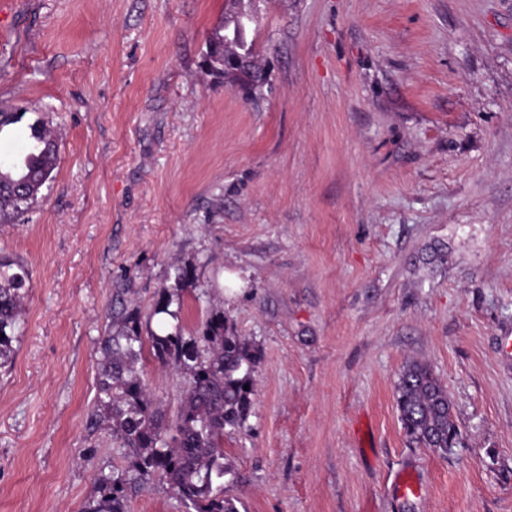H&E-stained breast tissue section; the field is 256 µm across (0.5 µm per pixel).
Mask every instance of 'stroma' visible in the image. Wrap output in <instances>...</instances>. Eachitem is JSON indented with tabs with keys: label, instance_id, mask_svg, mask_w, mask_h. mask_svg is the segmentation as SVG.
Wrapping results in <instances>:
<instances>
[{
	"label": "stroma",
	"instance_id": "35a3bbf8",
	"mask_svg": "<svg viewBox=\"0 0 512 512\" xmlns=\"http://www.w3.org/2000/svg\"><path fill=\"white\" fill-rule=\"evenodd\" d=\"M228 0H0V129L59 164L0 253L31 274L0 370V512H84L119 465L87 420L112 305L223 311L258 350L224 436L246 512H512V0H266L256 103L206 75ZM412 360L462 445L408 442ZM174 417L182 376L137 364ZM425 488L402 498L397 479Z\"/></svg>",
	"mask_w": 512,
	"mask_h": 512
}]
</instances>
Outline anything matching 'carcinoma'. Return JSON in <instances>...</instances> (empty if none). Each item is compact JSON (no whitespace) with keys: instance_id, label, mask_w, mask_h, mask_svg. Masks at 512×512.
Here are the masks:
<instances>
[{"instance_id":"1","label":"carcinoma","mask_w":512,"mask_h":512,"mask_svg":"<svg viewBox=\"0 0 512 512\" xmlns=\"http://www.w3.org/2000/svg\"><path fill=\"white\" fill-rule=\"evenodd\" d=\"M226 30L232 34L227 43ZM210 41L215 49L208 73L222 78L224 59H250L255 76L249 99L259 100L264 84L261 59L248 39V28L238 22L236 9L213 29ZM30 139L35 148L25 150L21 164L0 163V224H15L30 213L57 168L53 131L37 121L31 125ZM27 282L24 264L0 255V369L13 360ZM173 297L163 292L146 317L137 309L121 307L111 313L109 328L99 339L102 368L89 429L107 426L124 465L98 479V495L85 512H129L130 494L154 482L167 485L180 512H240L239 500L224 494V478L230 472L224 433L244 429L250 416L256 350L222 310L211 311L190 336L180 324L169 325L167 319L179 316L178 310H171ZM146 351L185 379L170 421L138 372L137 363ZM394 397L409 442L443 455L462 443L447 389L428 365L407 363Z\"/></svg>"}]
</instances>
